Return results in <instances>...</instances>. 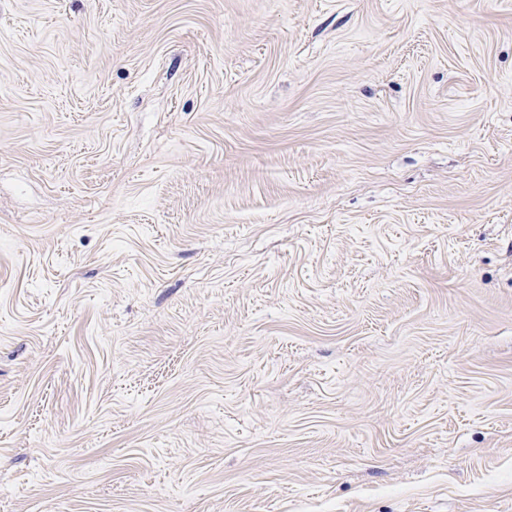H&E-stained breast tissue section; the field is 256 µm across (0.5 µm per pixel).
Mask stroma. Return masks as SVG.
<instances>
[{
	"label": "stroma",
	"instance_id": "35a3bbf8",
	"mask_svg": "<svg viewBox=\"0 0 512 512\" xmlns=\"http://www.w3.org/2000/svg\"><path fill=\"white\" fill-rule=\"evenodd\" d=\"M0 512H512V0H0Z\"/></svg>",
	"mask_w": 512,
	"mask_h": 512
}]
</instances>
